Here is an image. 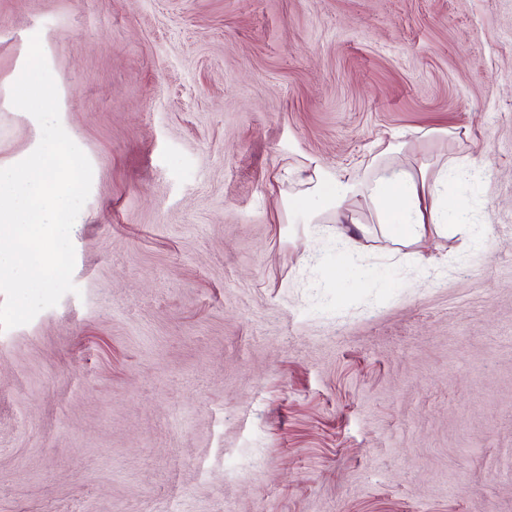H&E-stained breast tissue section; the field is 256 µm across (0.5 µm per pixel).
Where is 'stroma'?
Returning <instances> with one entry per match:
<instances>
[{
	"mask_svg": "<svg viewBox=\"0 0 512 512\" xmlns=\"http://www.w3.org/2000/svg\"><path fill=\"white\" fill-rule=\"evenodd\" d=\"M88 156L73 281L0 331V512H512V0H0ZM401 144L454 229L348 261L286 169Z\"/></svg>",
	"mask_w": 512,
	"mask_h": 512,
	"instance_id": "stroma-1",
	"label": "stroma"
}]
</instances>
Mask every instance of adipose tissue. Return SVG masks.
<instances>
[{
    "label": "adipose tissue",
    "mask_w": 512,
    "mask_h": 512,
    "mask_svg": "<svg viewBox=\"0 0 512 512\" xmlns=\"http://www.w3.org/2000/svg\"><path fill=\"white\" fill-rule=\"evenodd\" d=\"M443 180L440 172L414 175L391 166L374 169L362 180L317 167L300 178L311 200L305 208L308 223L353 222L350 205L361 200L372 205L376 223L391 238L412 243L448 229V210L439 190Z\"/></svg>",
    "instance_id": "1"
}]
</instances>
